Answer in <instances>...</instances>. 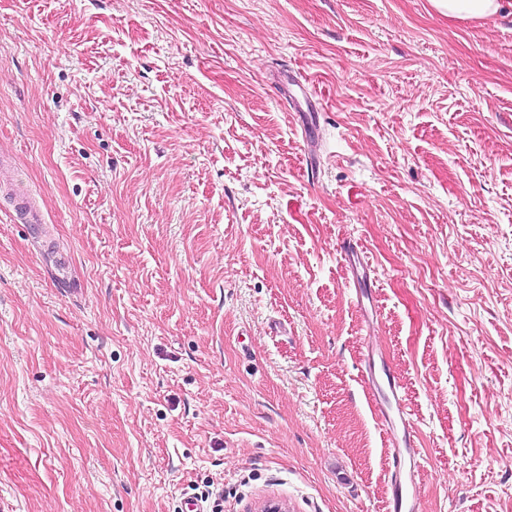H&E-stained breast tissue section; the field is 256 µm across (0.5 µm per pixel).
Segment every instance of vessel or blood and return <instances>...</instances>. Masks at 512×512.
Listing matches in <instances>:
<instances>
[{
    "instance_id": "obj_1",
    "label": "vessel or blood",
    "mask_w": 512,
    "mask_h": 512,
    "mask_svg": "<svg viewBox=\"0 0 512 512\" xmlns=\"http://www.w3.org/2000/svg\"><path fill=\"white\" fill-rule=\"evenodd\" d=\"M13 208L18 220L24 224L41 221L36 200L29 192H13ZM379 350L367 343L364 368L367 391L371 395L392 446L390 484L392 497L390 512H422L417 485L423 468L420 452L415 444L414 427L402 385L391 373L377 374L376 359Z\"/></svg>"
}]
</instances>
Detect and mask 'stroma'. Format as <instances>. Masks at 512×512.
I'll return each instance as SVG.
<instances>
[{"label": "stroma", "instance_id": "obj_1", "mask_svg": "<svg viewBox=\"0 0 512 512\" xmlns=\"http://www.w3.org/2000/svg\"><path fill=\"white\" fill-rule=\"evenodd\" d=\"M0 152V512H387L368 337L423 512H512V16L0 0ZM13 197V208L22 224H40L41 215L36 200L27 191L8 190Z\"/></svg>", "mask_w": 512, "mask_h": 512}]
</instances>
